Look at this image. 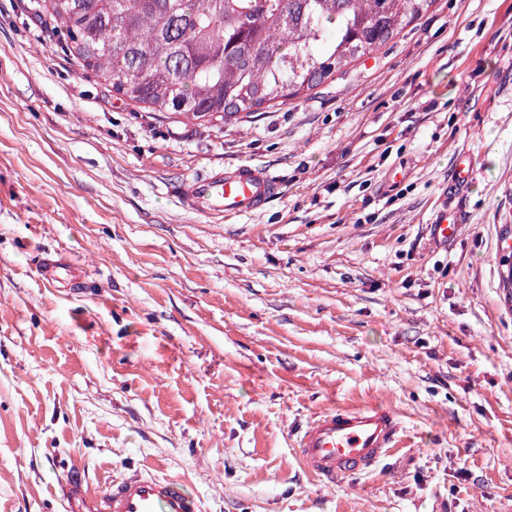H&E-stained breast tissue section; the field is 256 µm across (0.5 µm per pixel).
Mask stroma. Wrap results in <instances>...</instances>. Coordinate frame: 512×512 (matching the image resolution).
<instances>
[{
    "label": "stroma",
    "instance_id": "1",
    "mask_svg": "<svg viewBox=\"0 0 512 512\" xmlns=\"http://www.w3.org/2000/svg\"><path fill=\"white\" fill-rule=\"evenodd\" d=\"M33 3L0 0V512L141 470L205 512H512V0H436L308 98L205 124L79 76ZM242 164L280 183L262 210L181 208ZM336 405L393 409L404 448L309 475Z\"/></svg>",
    "mask_w": 512,
    "mask_h": 512
}]
</instances>
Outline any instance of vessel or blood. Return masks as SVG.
I'll list each match as a JSON object with an SVG mask.
<instances>
[{
	"instance_id": "1",
	"label": "vessel or blood",
	"mask_w": 512,
	"mask_h": 512,
	"mask_svg": "<svg viewBox=\"0 0 512 512\" xmlns=\"http://www.w3.org/2000/svg\"><path fill=\"white\" fill-rule=\"evenodd\" d=\"M279 183L268 169L241 165L185 180L179 201L206 216H233L262 209L278 195ZM403 428L398 415L382 405H339L316 415L302 431L297 455L318 478L336 479L370 469L399 447ZM91 512H201L200 499L184 481L137 472L91 495Z\"/></svg>"
}]
</instances>
